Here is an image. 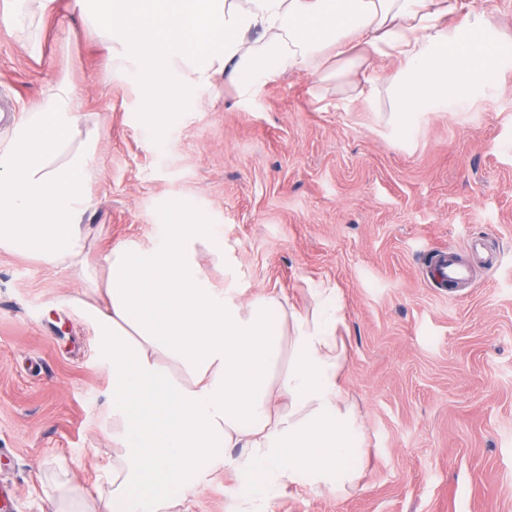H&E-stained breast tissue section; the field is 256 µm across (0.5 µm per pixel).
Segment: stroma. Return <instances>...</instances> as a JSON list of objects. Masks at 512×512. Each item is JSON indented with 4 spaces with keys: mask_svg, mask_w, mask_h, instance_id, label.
Here are the masks:
<instances>
[{
    "mask_svg": "<svg viewBox=\"0 0 512 512\" xmlns=\"http://www.w3.org/2000/svg\"><path fill=\"white\" fill-rule=\"evenodd\" d=\"M98 0H51L14 28L0 0V93L29 112L68 78L100 175L84 222L94 252L149 244L160 201L188 200L218 225L242 298L263 291L311 304L339 288L346 311L345 385L367 433L359 486L339 498L280 488L267 512H512V68L471 106L420 114L397 131L383 86L394 59L372 55L268 81L240 99L221 80L162 116L121 80L85 15ZM40 39L42 51L26 45ZM484 237L493 269L438 284L431 263L467 256ZM72 274L0 250V483L11 512H54L82 496L105 512L111 488L109 377L96 337L66 303ZM236 475L217 464L189 492L193 512H239Z\"/></svg>",
    "mask_w": 512,
    "mask_h": 512,
    "instance_id": "stroma-1",
    "label": "stroma"
}]
</instances>
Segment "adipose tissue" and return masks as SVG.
Returning <instances> with one entry per match:
<instances>
[{
    "label": "adipose tissue",
    "mask_w": 512,
    "mask_h": 512,
    "mask_svg": "<svg viewBox=\"0 0 512 512\" xmlns=\"http://www.w3.org/2000/svg\"><path fill=\"white\" fill-rule=\"evenodd\" d=\"M100 29L116 73L151 112L169 111L225 76L240 97L286 71L319 73L362 49L400 61L385 76L400 121L463 108L493 84L503 44L463 0H101ZM80 98L68 80L22 115L0 147V250L69 270L71 298L91 323L110 375L112 492L106 512H162L186 502L230 448L240 502L281 486L356 487L365 432L343 384L345 307L315 288L300 308L269 291L241 301L196 259L223 254L216 225L191 222L181 199L162 208L151 247L90 257L82 226L99 173L78 138Z\"/></svg>",
    "instance_id": "ef3b65f1"
}]
</instances>
